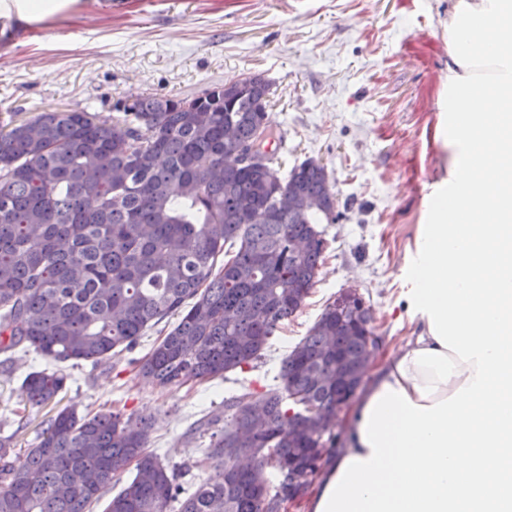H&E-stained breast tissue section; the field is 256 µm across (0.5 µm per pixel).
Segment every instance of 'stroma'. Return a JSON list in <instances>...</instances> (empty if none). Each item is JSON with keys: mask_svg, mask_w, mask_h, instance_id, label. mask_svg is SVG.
Instances as JSON below:
<instances>
[{"mask_svg": "<svg viewBox=\"0 0 512 512\" xmlns=\"http://www.w3.org/2000/svg\"><path fill=\"white\" fill-rule=\"evenodd\" d=\"M457 0H77L66 14L11 25L0 37V116L44 108L108 115L137 93L191 96L253 73L273 81L271 142L281 175L322 163L337 196L328 249L303 308L260 363L202 384L162 387L138 377L158 332L109 362L66 365L61 406L119 409L153 420L148 445L166 463L202 457L196 421L223 417L242 387L278 384L282 360L325 305L356 287L374 318L382 363L413 333L394 312L418 225L448 192V17ZM46 360L0 367V439L33 447L54 406L29 408L21 382Z\"/></svg>", "mask_w": 512, "mask_h": 512, "instance_id": "stroma-1", "label": "stroma"}]
</instances>
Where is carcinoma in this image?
I'll return each mask as SVG.
<instances>
[{"mask_svg": "<svg viewBox=\"0 0 512 512\" xmlns=\"http://www.w3.org/2000/svg\"><path fill=\"white\" fill-rule=\"evenodd\" d=\"M272 83L255 74L196 96L130 95L101 116L45 109L0 124V364L34 353L52 367L28 372L26 401L46 407L66 389L62 364H98L130 350L165 318L178 321L135 361L161 386L201 383L254 367L283 321L304 306L336 221L333 186L313 161L283 179L275 153L228 164L274 139ZM238 143H224V123ZM318 202L281 210V190ZM222 265H217L218 258ZM370 308L354 320L328 303L282 363L281 384L248 409L250 393L224 399V426L193 467L172 468L148 449L151 424L119 412L66 407L35 447L0 440V512H279L288 466L319 471L336 447L315 409L336 408V374L360 372ZM255 434L252 464H239L235 434ZM320 448L323 456L311 457ZM135 474L120 482L127 468Z\"/></svg>", "mask_w": 512, "mask_h": 512, "instance_id": "obj_1", "label": "carcinoma"}]
</instances>
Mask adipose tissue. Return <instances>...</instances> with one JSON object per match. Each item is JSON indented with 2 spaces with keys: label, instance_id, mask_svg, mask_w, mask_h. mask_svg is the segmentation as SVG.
<instances>
[{
  "label": "adipose tissue",
  "instance_id": "ef3b65f1",
  "mask_svg": "<svg viewBox=\"0 0 512 512\" xmlns=\"http://www.w3.org/2000/svg\"><path fill=\"white\" fill-rule=\"evenodd\" d=\"M448 57L449 202L408 258L414 335L348 410L308 512H512V0H458Z\"/></svg>",
  "mask_w": 512,
  "mask_h": 512
}]
</instances>
